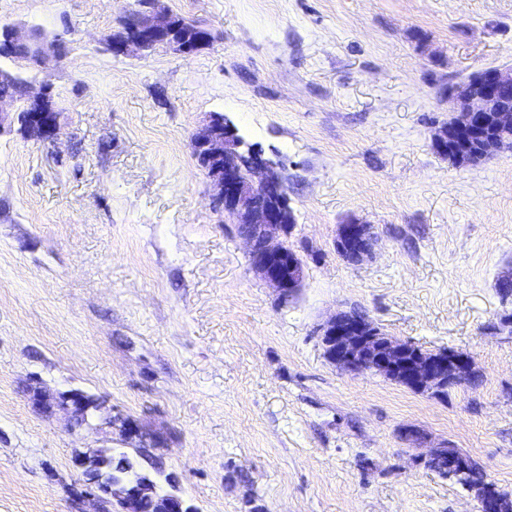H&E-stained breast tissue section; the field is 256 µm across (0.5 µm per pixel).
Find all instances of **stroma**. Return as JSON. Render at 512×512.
I'll use <instances>...</instances> for the list:
<instances>
[{
	"mask_svg": "<svg viewBox=\"0 0 512 512\" xmlns=\"http://www.w3.org/2000/svg\"><path fill=\"white\" fill-rule=\"evenodd\" d=\"M207 28L190 57L113 55L137 0H0V27L63 37L56 144L0 132V512H88L76 454L143 448L196 512H478L426 467L462 449L512 492V148L456 166L432 147L443 89L512 66V0H160ZM284 166L306 277L251 270L191 138L209 113ZM369 224L371 257L336 252ZM357 311L476 382L442 397L341 372L320 326ZM80 389L87 425L28 401ZM133 420L125 439L117 417ZM369 233L370 227L367 224L355 221L341 224L336 240L337 253L350 263L363 261L373 251V246L365 245Z\"/></svg>",
	"mask_w": 512,
	"mask_h": 512,
	"instance_id": "obj_1",
	"label": "stroma"
}]
</instances>
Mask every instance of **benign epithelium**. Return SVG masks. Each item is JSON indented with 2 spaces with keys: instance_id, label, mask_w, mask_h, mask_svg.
<instances>
[{
  "instance_id": "7a95c632",
  "label": "benign epithelium",
  "mask_w": 512,
  "mask_h": 512,
  "mask_svg": "<svg viewBox=\"0 0 512 512\" xmlns=\"http://www.w3.org/2000/svg\"><path fill=\"white\" fill-rule=\"evenodd\" d=\"M175 27V17L160 6L159 0H144L140 10L122 22L121 37L108 40V47L116 56L159 46L186 57L195 53L197 48L191 44L172 38ZM30 42L31 33L23 27L8 26L0 30L1 50L27 46ZM61 59L62 47L55 41L37 51L36 65L46 66ZM27 95L40 106L20 124V132L43 143L55 142L61 130V113L49 112L41 105L49 96V88L30 83ZM446 101L452 117L433 135L437 152L444 156L453 152L459 157L475 154L483 161L512 146L511 66L474 74L451 87ZM192 147L194 153L218 162L209 174L214 197L224 209L236 214L251 268L283 300H288L301 287L305 267L286 242L292 225L287 223L288 188L279 163L245 145L232 121L217 112L209 114L195 132ZM369 233L370 227L360 222L340 225L337 253L350 263L363 261L373 251L365 245ZM319 340L326 358L342 371L350 374L372 371L420 393L446 394L448 389L467 382L474 374L471 357L466 352H424L347 311L336 313L320 327ZM32 404L40 409L56 408L77 424L87 421L84 393L79 390L60 392L51 400L37 391ZM428 463L475 491L480 512H499V495L489 494L488 482L472 480L474 464L469 456L444 445L431 450ZM74 465L82 474L90 476L91 483L85 485L83 493L98 505L112 496L122 500V512H140L141 496L158 492L157 485L145 484L138 477L129 481L132 490L118 489L112 472L103 469L99 450L75 457ZM164 499L167 512H194L176 488L166 492Z\"/></svg>"
}]
</instances>
